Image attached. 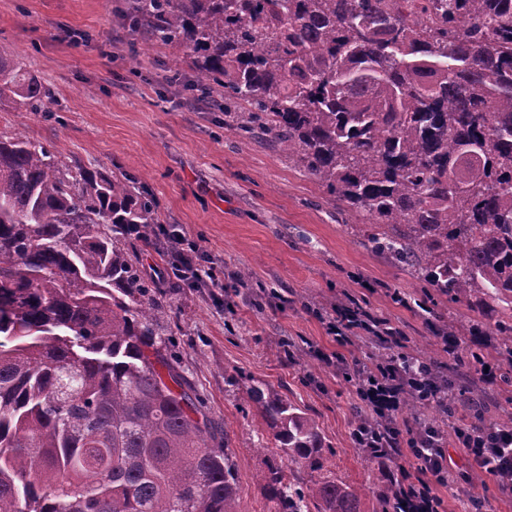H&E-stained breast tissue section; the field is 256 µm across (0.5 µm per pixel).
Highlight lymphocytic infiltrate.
<instances>
[{
	"instance_id": "obj_1",
	"label": "lymphocytic infiltrate",
	"mask_w": 512,
	"mask_h": 512,
	"mask_svg": "<svg viewBox=\"0 0 512 512\" xmlns=\"http://www.w3.org/2000/svg\"><path fill=\"white\" fill-rule=\"evenodd\" d=\"M331 326L341 344L347 342L348 331L366 328L383 355L375 369L360 374L357 395L375 426L367 433L353 430L358 447L370 449L372 457L383 465L391 485L398 490V512H442L438 490L455 482L456 464L439 429L420 433L411 427L404 429L397 415L408 391L425 392L427 401L442 404L453 399V392L436 384L434 365L409 352L392 353V345L400 338L387 321L340 305ZM455 434L470 468L487 473L500 492L512 494V426L473 422L456 426ZM401 446L407 448V455L395 457L394 449Z\"/></svg>"
}]
</instances>
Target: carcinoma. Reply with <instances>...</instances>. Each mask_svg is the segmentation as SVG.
Masks as SVG:
<instances>
[{"label": "carcinoma", "instance_id": "carcinoma-1", "mask_svg": "<svg viewBox=\"0 0 512 512\" xmlns=\"http://www.w3.org/2000/svg\"><path fill=\"white\" fill-rule=\"evenodd\" d=\"M194 54L193 99L296 157L361 214L371 251L478 311L512 367V0H129ZM41 84L0 56V96ZM156 202L105 169L0 135V512H244L229 444L163 353L160 283L132 240ZM288 464L323 467L316 422L251 386ZM424 431L448 408L406 394ZM278 512H361L360 491L264 475Z\"/></svg>", "mask_w": 512, "mask_h": 512}]
</instances>
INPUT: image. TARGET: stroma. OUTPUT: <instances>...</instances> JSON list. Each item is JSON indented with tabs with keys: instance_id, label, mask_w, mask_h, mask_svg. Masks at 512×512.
Instances as JSON below:
<instances>
[{
	"instance_id": "obj_1",
	"label": "stroma",
	"mask_w": 512,
	"mask_h": 512,
	"mask_svg": "<svg viewBox=\"0 0 512 512\" xmlns=\"http://www.w3.org/2000/svg\"><path fill=\"white\" fill-rule=\"evenodd\" d=\"M125 6L0 0V55L46 92L37 112L0 97V135L23 134L66 160L127 179L156 199L163 224L181 225L199 243L202 272L215 282L163 298L160 325L206 414L228 431L245 512H276L262 476L280 458L245 399L247 387L264 384L313 417L324 438L322 470L294 469L304 487L342 481L363 488L364 512H382L385 472L351 439L355 383L347 368L320 359L335 352L370 370L378 348L365 336L337 343L328 324L336 305L389 322L406 351L429 353L457 394L483 401L485 419L512 413V385H484L473 366L442 349L434 315L461 327L467 345L472 311L444 299L434 313L420 309L415 279L362 245L345 203L327 201L270 137L240 133L218 106H198L170 86V68L189 70L192 53L113 24ZM242 269L252 273L245 285L235 278ZM397 291L412 304L395 303Z\"/></svg>"
}]
</instances>
